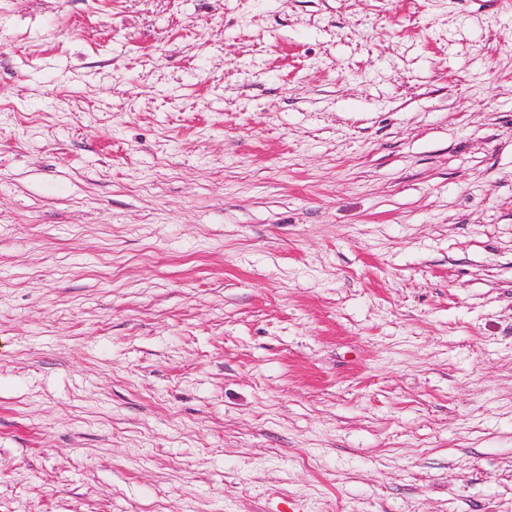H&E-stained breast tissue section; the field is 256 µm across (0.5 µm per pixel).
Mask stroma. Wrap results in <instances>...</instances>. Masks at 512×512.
I'll return each mask as SVG.
<instances>
[{
    "mask_svg": "<svg viewBox=\"0 0 512 512\" xmlns=\"http://www.w3.org/2000/svg\"><path fill=\"white\" fill-rule=\"evenodd\" d=\"M0 512H512V0H0Z\"/></svg>",
    "mask_w": 512,
    "mask_h": 512,
    "instance_id": "stroma-1",
    "label": "stroma"
}]
</instances>
